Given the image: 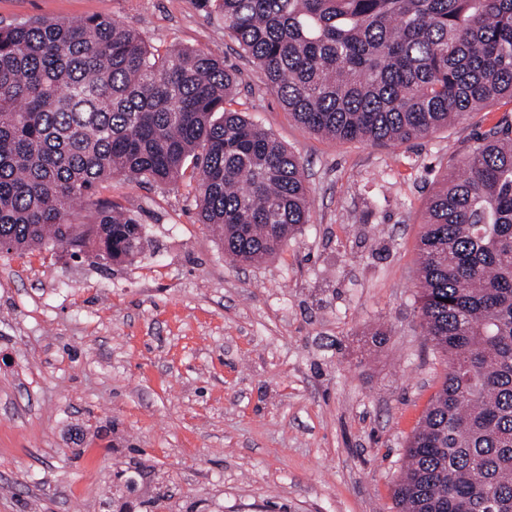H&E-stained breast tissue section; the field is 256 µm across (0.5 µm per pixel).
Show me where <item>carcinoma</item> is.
<instances>
[{
	"label": "carcinoma",
	"instance_id": "obj_1",
	"mask_svg": "<svg viewBox=\"0 0 512 512\" xmlns=\"http://www.w3.org/2000/svg\"><path fill=\"white\" fill-rule=\"evenodd\" d=\"M299 124L405 143L512 105V0H205ZM235 74L160 53L109 18L0 26V251L51 240L103 261L140 252L116 202L69 221L104 180L195 182L198 222L257 264L296 238L298 158L231 109ZM416 288L448 372L406 448L398 512H512V110L425 204Z\"/></svg>",
	"mask_w": 512,
	"mask_h": 512
}]
</instances>
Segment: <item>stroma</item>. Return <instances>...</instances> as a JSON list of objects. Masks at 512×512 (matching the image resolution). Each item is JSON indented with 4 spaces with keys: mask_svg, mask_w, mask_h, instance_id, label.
I'll list each match as a JSON object with an SVG mask.
<instances>
[{
    "mask_svg": "<svg viewBox=\"0 0 512 512\" xmlns=\"http://www.w3.org/2000/svg\"><path fill=\"white\" fill-rule=\"evenodd\" d=\"M106 16L223 59L234 108L302 164L309 221L246 265L187 182L95 197L144 227L121 263L0 253V512H397L408 441L447 359L415 282L423 202L489 127L397 146L295 122L204 0H0V21Z\"/></svg>",
    "mask_w": 512,
    "mask_h": 512,
    "instance_id": "1",
    "label": "stroma"
}]
</instances>
